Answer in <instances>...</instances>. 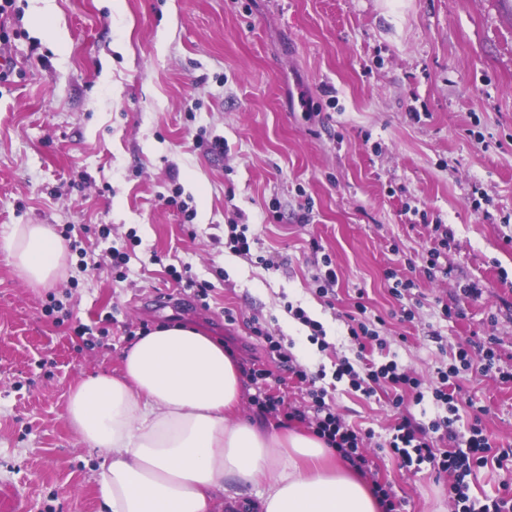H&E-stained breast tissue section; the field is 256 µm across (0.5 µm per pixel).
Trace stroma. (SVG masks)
<instances>
[{
  "instance_id": "1",
  "label": "stroma",
  "mask_w": 512,
  "mask_h": 512,
  "mask_svg": "<svg viewBox=\"0 0 512 512\" xmlns=\"http://www.w3.org/2000/svg\"><path fill=\"white\" fill-rule=\"evenodd\" d=\"M122 2L12 0L0 14V236L74 227L52 287L24 285L0 252V492L22 489L28 512H100V459L64 418L70 386L119 373L129 341L170 323L284 376L258 323L372 431L369 484L391 488L400 512H454L429 464L413 473L381 448L401 414L440 415L436 371L468 338L498 337L512 368V0ZM233 224L251 258L226 248ZM266 254L273 266L257 263ZM326 256L338 281L324 296ZM391 270L420 286L412 320ZM177 271L211 283L208 299ZM359 296L386 321V348L366 355L419 377L422 401L398 411L333 378L356 353L345 315ZM444 302L463 316L442 317ZM460 385L462 420L480 413L512 448V382Z\"/></svg>"
}]
</instances>
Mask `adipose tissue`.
I'll use <instances>...</instances> for the list:
<instances>
[{
  "mask_svg": "<svg viewBox=\"0 0 512 512\" xmlns=\"http://www.w3.org/2000/svg\"><path fill=\"white\" fill-rule=\"evenodd\" d=\"M17 278L48 288L67 250L50 225L0 238ZM242 372L221 343L180 324L130 342L117 375L70 390L65 419L102 459L104 512H377L373 489L318 437L264 430L240 416Z\"/></svg>",
  "mask_w": 512,
  "mask_h": 512,
  "instance_id": "obj_1",
  "label": "adipose tissue"
}]
</instances>
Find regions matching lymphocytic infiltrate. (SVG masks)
<instances>
[{
  "label": "lymphocytic infiltrate",
  "instance_id": "1",
  "mask_svg": "<svg viewBox=\"0 0 512 512\" xmlns=\"http://www.w3.org/2000/svg\"><path fill=\"white\" fill-rule=\"evenodd\" d=\"M254 335L265 343L267 350L286 363L292 380L304 386L307 402L302 405L287 404L283 392L263 391L255 395L254 404L264 413H280L286 420L308 424L313 433L328 448L349 462L357 472L370 466L369 457L360 448V437L352 427L337 415L332 404L327 403L328 392L319 386L315 376L309 375L304 366L283 350L282 340L269 331L257 327ZM497 351V340L489 336L468 341L458 349L448 367L438 369V384L433 389L437 403L446 410L445 416L423 424L410 417H402L393 428L388 442L390 453L400 458L405 467L417 468L427 463L437 476L446 477L447 494L456 512H512V495L502 494L489 503L477 504L470 494V482L480 468L488 463L505 465L512 459V448L492 447L483 432L480 417H473L467 426H460L459 400L455 381L461 372L486 375L498 373L501 380L512 381V372L502 370ZM335 379H348L350 386L364 396H372L376 389H392V404L400 408L405 404V392H413L415 399H422L421 382L399 369L397 363H354L341 359L333 372Z\"/></svg>",
  "mask_w": 512,
  "mask_h": 512
}]
</instances>
